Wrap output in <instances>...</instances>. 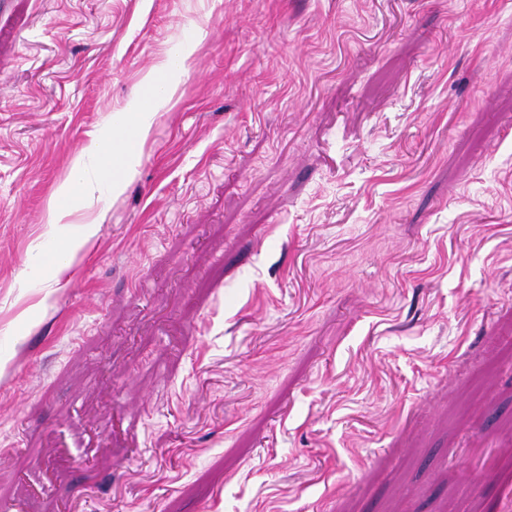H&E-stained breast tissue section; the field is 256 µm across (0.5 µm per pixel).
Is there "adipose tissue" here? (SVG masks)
Returning a JSON list of instances; mask_svg holds the SVG:
<instances>
[{
    "label": "adipose tissue",
    "instance_id": "adipose-tissue-1",
    "mask_svg": "<svg viewBox=\"0 0 512 512\" xmlns=\"http://www.w3.org/2000/svg\"><path fill=\"white\" fill-rule=\"evenodd\" d=\"M185 56L168 60L163 71L148 76L142 95L131 112L125 113L118 136L87 145V153L97 161L96 174L104 179L113 191H120L128 180L133 165L139 159L140 145L147 137L168 89V73L186 72Z\"/></svg>",
    "mask_w": 512,
    "mask_h": 512
}]
</instances>
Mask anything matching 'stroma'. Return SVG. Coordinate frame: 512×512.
Wrapping results in <instances>:
<instances>
[{
    "mask_svg": "<svg viewBox=\"0 0 512 512\" xmlns=\"http://www.w3.org/2000/svg\"><path fill=\"white\" fill-rule=\"evenodd\" d=\"M1 359L0 512H512V0H0ZM187 71L186 57L182 53L175 59H169L162 71L146 78L135 109L124 115L120 135L102 142H91L80 151V155L90 153L95 157L96 174L98 178L105 179L113 193L120 191L131 175L134 163L139 160L140 145L151 129L161 102L169 94L167 73ZM159 88L161 93H157ZM90 179L86 170L77 163L72 172L68 185L64 186L58 193L54 206L52 208V216L54 224L60 221L69 213V202L79 194H83L88 190Z\"/></svg>",
    "mask_w": 512,
    "mask_h": 512,
    "instance_id": "obj_1",
    "label": "stroma"
}]
</instances>
